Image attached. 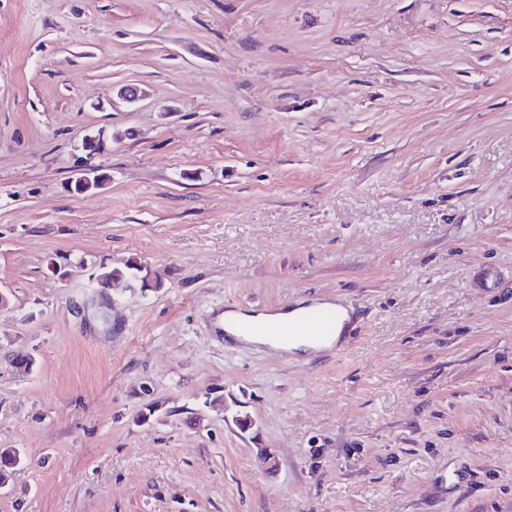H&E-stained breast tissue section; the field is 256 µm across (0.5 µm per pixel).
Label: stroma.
<instances>
[{
    "instance_id": "obj_1",
    "label": "stroma",
    "mask_w": 512,
    "mask_h": 512,
    "mask_svg": "<svg viewBox=\"0 0 512 512\" xmlns=\"http://www.w3.org/2000/svg\"><path fill=\"white\" fill-rule=\"evenodd\" d=\"M0 291V512H512V0H0ZM141 268L135 263L131 262L121 268H111L100 275H102V285L113 290L126 291L136 288L139 284L141 291L149 288L150 286L146 282L148 274L140 276ZM324 304L331 305L335 308L323 306L322 304L310 308V305L302 304L289 309L287 308L283 311H278L275 314L266 312L247 314L241 311H227L224 313V329L228 334L238 339L240 337L236 331L238 324L249 321L263 322L256 326L254 332L261 336H245L244 340L252 344L268 346L274 350L291 351L295 355H306L312 351L319 350L317 348L318 345L309 343L298 337L313 339L317 344H324L330 337L336 334L335 340L337 342L347 329V323L349 321L347 310L337 304ZM336 309L341 316L339 324V313ZM307 310L306 315L297 320L267 321L296 319L301 317ZM337 324L338 327L336 329ZM293 338L297 339L289 342L279 341ZM27 458L17 448H4L0 450V482H9L12 471L27 463Z\"/></svg>"
}]
</instances>
